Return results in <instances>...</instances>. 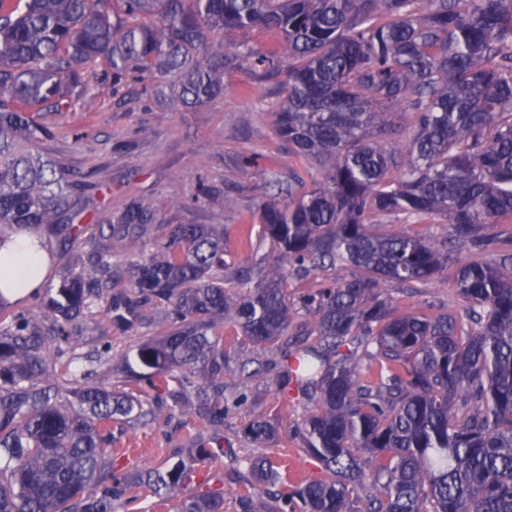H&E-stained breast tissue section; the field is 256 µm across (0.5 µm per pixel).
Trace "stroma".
Listing matches in <instances>:
<instances>
[{"mask_svg":"<svg viewBox=\"0 0 512 512\" xmlns=\"http://www.w3.org/2000/svg\"><path fill=\"white\" fill-rule=\"evenodd\" d=\"M280 102L271 85L257 83L246 69L225 76L223 94L188 109L149 98L139 83L108 85L63 111L36 114V122L52 131L38 141L37 150L63 168L91 175L98 185L91 208L113 212L134 195L154 211L157 223L223 224L232 230L249 220L267 182L287 179L293 171L308 184L320 178L313 163L283 148L275 126ZM246 157L254 166L242 167ZM237 183L251 185V192L237 193ZM224 352L232 360L243 356L265 365L266 371L248 380L236 368L225 370V388L245 392L246 398L224 417L223 459L196 456L197 479L179 496L220 488L224 512H242L239 495L250 461L274 449L244 437L242 429L253 419L272 425L278 441L288 446L279 460L283 490L323 472L299 450L295 429L310 406L299 397L282 399L275 352L229 325ZM207 433L194 416L138 427L117 420L112 448L121 453L123 470L163 469L194 456L192 437Z\"/></svg>","mask_w":512,"mask_h":512,"instance_id":"obj_1","label":"stroma"}]
</instances>
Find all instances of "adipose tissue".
<instances>
[{
    "label": "adipose tissue",
    "instance_id": "obj_1",
    "mask_svg": "<svg viewBox=\"0 0 512 512\" xmlns=\"http://www.w3.org/2000/svg\"><path fill=\"white\" fill-rule=\"evenodd\" d=\"M32 238V233H21L0 249V297L6 302L33 296L43 284L48 259L32 247Z\"/></svg>",
    "mask_w": 512,
    "mask_h": 512
}]
</instances>
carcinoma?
<instances>
[{
  "label": "carcinoma",
  "mask_w": 512,
  "mask_h": 512,
  "mask_svg": "<svg viewBox=\"0 0 512 512\" xmlns=\"http://www.w3.org/2000/svg\"><path fill=\"white\" fill-rule=\"evenodd\" d=\"M216 29L274 32L281 53L214 43ZM101 63L100 82L150 81L159 101L172 77L186 104L219 95L234 70L285 72L278 137L322 178L301 192L291 173L275 184L287 200L261 201L258 224L239 227L240 245L272 242L271 263L237 261L222 224H156L131 199L46 286L43 323L17 311L0 325V512H121L142 489L165 505L191 485L189 458L117 473L110 426L169 421L171 402L224 427L242 394L224 393L223 324L279 354L280 394L315 405L297 435L323 477L274 495L278 512H512V257L490 258L512 215V0H0V248L20 229L42 246L83 239L87 176L34 152L49 131L28 110L97 89ZM393 218L448 233L385 228ZM338 263L350 274L311 296V320L289 333L288 277ZM442 276L463 313L404 311L386 288ZM102 302L143 341L73 370V325ZM101 372L129 389L96 382ZM243 434L275 440L257 420ZM356 449L376 460L369 486ZM250 472L243 512H265L280 473L269 456ZM181 512H224V493Z\"/></svg>",
  "instance_id": "obj_1"
}]
</instances>
